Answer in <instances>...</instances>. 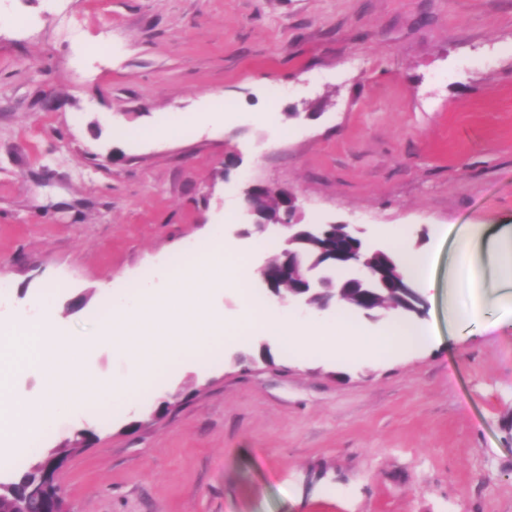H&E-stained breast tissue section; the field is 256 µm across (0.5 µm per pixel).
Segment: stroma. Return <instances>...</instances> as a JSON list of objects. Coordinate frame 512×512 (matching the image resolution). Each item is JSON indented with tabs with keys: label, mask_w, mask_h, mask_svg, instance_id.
I'll use <instances>...</instances> for the list:
<instances>
[{
	"label": "stroma",
	"mask_w": 512,
	"mask_h": 512,
	"mask_svg": "<svg viewBox=\"0 0 512 512\" xmlns=\"http://www.w3.org/2000/svg\"><path fill=\"white\" fill-rule=\"evenodd\" d=\"M245 182L432 250L435 344L354 366L256 336L173 365L137 411L44 430L45 452L92 434L69 512H512V288L486 263L512 230V0H0V315L51 289L91 335ZM456 280L458 286L462 288L473 285V263L467 243H464L458 252Z\"/></svg>",
	"instance_id": "stroma-1"
}]
</instances>
